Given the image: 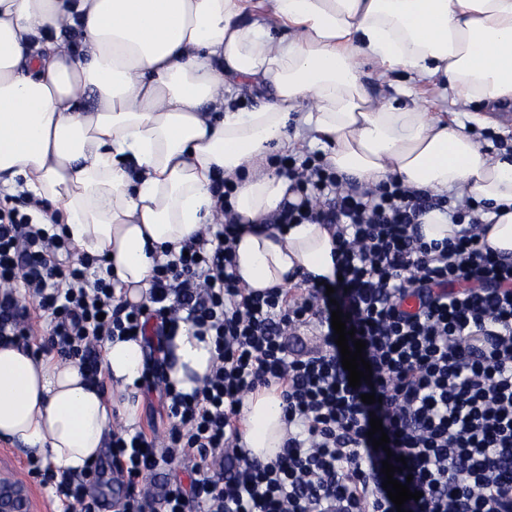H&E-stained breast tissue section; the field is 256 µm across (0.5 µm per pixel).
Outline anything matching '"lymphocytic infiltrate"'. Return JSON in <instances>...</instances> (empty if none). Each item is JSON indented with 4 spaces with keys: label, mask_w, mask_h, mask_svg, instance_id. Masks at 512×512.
<instances>
[{
    "label": "lymphocytic infiltrate",
    "mask_w": 512,
    "mask_h": 512,
    "mask_svg": "<svg viewBox=\"0 0 512 512\" xmlns=\"http://www.w3.org/2000/svg\"><path fill=\"white\" fill-rule=\"evenodd\" d=\"M276 163L299 199L270 223L333 227L330 284L307 282L294 299L284 288L241 285L235 249L245 226L220 170L214 223L182 249L157 253L142 302L118 293L105 256L76 252L56 227L36 223L31 212L44 202L25 192L0 200V340L28 345L32 317H44L46 353L98 382L114 338L135 334L160 353L182 322L212 338L214 365L192 392L146 366L142 388L162 405L163 432L113 429L112 461L127 489L120 512H512V259L486 245L485 206L395 176L362 188L315 154ZM433 211L457 224L454 239L425 240L422 219ZM337 307L366 343L372 376L356 388L331 325ZM307 328L320 346L294 348ZM262 388L277 391L287 425L266 462L240 445L242 401ZM371 392L376 403H363ZM374 416L388 450L368 437ZM390 455L407 462L396 480L421 494L400 510L383 488ZM165 465L190 482H152ZM27 473L75 512H97L85 494L97 464L60 477L32 457Z\"/></svg>",
    "instance_id": "lymphocytic-infiltrate-1"
}]
</instances>
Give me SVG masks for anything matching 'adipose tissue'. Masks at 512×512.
I'll return each instance as SVG.
<instances>
[{"instance_id":"ef3b65f1","label":"adipose tissue","mask_w":512,"mask_h":512,"mask_svg":"<svg viewBox=\"0 0 512 512\" xmlns=\"http://www.w3.org/2000/svg\"><path fill=\"white\" fill-rule=\"evenodd\" d=\"M65 24L81 27L78 55L56 36ZM362 60L412 83L445 79L469 100L512 102V0H0V180L54 204L72 244L106 255L133 302L150 287L156 250L212 222L217 167L249 226L236 247L244 288L330 279L328 225L262 226L289 195L269 158L293 149L294 118L330 167L360 183L396 175L483 203L497 214L485 243L512 256V156L430 118L410 86L373 98ZM235 85L271 101L230 107ZM168 352V375L186 392L215 356L212 338L185 323ZM102 366L117 398L77 364L0 345V439L57 472L82 470L114 419H135L140 340L106 342ZM242 416L245 448L274 457L279 396L248 395Z\"/></svg>"}]
</instances>
